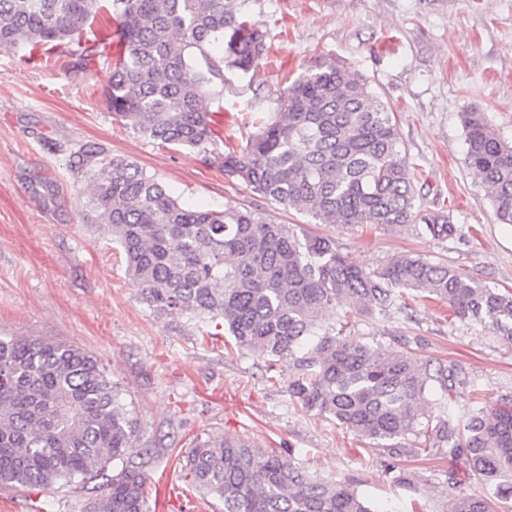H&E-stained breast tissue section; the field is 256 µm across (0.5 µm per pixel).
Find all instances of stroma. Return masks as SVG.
<instances>
[{
    "label": "stroma",
    "instance_id": "35a3bbf8",
    "mask_svg": "<svg viewBox=\"0 0 512 512\" xmlns=\"http://www.w3.org/2000/svg\"><path fill=\"white\" fill-rule=\"evenodd\" d=\"M251 16L272 50L249 73L230 77L220 141L208 152L142 136L108 109L104 91L114 60L77 66V45L0 48V337L42 339L94 354L118 383L142 441L159 449L148 470L149 507L163 512H224L184 477L189 450L236 433L258 447L289 453L310 474L341 480L373 512H446L448 498L483 491L464 456L428 447L389 457L372 441L307 416L288 399L289 369L238 351L209 324L160 317L143 302L106 225L86 220L91 171L74 163L80 146L135 163L188 207L239 208L287 224L298 235L336 241L352 263L374 268L403 253L459 267L476 281L512 289V224L500 223L466 161L460 114L485 113L512 142V0H251ZM336 63L363 79L394 112L403 153L414 170L417 205L460 227L436 239L414 226L321 224L225 175L219 159L245 146L256 122L300 76ZM349 329L371 343L401 333L431 364L454 366L453 391L429 396L433 415L465 423L477 406L512 395V336L460 320L447 306L414 295L390 316H355ZM84 489L0 490V512H82Z\"/></svg>",
    "mask_w": 512,
    "mask_h": 512
}]
</instances>
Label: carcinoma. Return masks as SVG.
I'll return each mask as SVG.
<instances>
[{"mask_svg":"<svg viewBox=\"0 0 512 512\" xmlns=\"http://www.w3.org/2000/svg\"><path fill=\"white\" fill-rule=\"evenodd\" d=\"M121 37V63L105 100L143 136L207 152L223 111L225 71L247 74L269 50L249 0H106ZM96 0H0V46L52 48L80 39ZM106 57L99 40L79 65ZM466 161L487 188L499 221L512 224V143L485 113L463 112ZM93 167V220L112 229L128 273L159 316L221 319L238 349L292 370L289 399L307 414L382 444L391 456L418 454L408 435L448 444L482 477L483 495L448 498V512H492L512 497V396L477 409L458 426L434 417L427 395L452 390L457 372L404 350L406 339L371 344L322 323L326 311L380 315L403 291L427 293L461 319L512 335V292L487 287L459 268L403 254L377 268L346 260L336 242L299 237L244 209L182 206L139 166L79 147ZM224 174L252 192L298 208L322 224H421L448 238L444 212L415 210V185L388 108L364 80L334 63L296 79L245 147L219 155ZM121 468L115 470L112 463ZM137 420L97 357L71 344L0 339V485L53 490L100 479L85 512H149ZM187 477L224 512H372L351 485L308 474L291 458L226 434L191 448Z\"/></svg>","mask_w":512,"mask_h":512,"instance_id":"1","label":"carcinoma"}]
</instances>
